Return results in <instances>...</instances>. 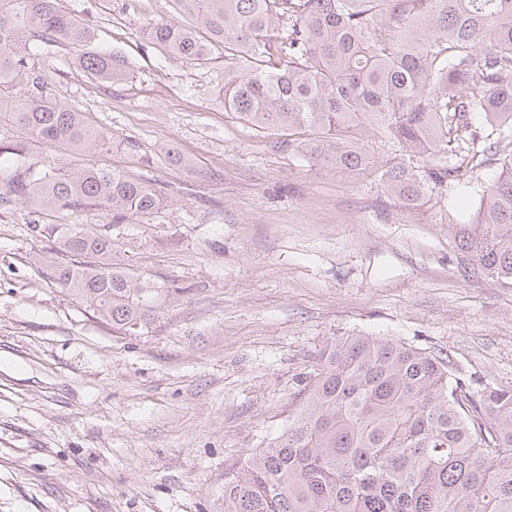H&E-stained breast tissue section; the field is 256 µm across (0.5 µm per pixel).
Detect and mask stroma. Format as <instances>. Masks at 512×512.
<instances>
[{"instance_id": "1", "label": "stroma", "mask_w": 512, "mask_h": 512, "mask_svg": "<svg viewBox=\"0 0 512 512\" xmlns=\"http://www.w3.org/2000/svg\"><path fill=\"white\" fill-rule=\"evenodd\" d=\"M63 4L131 77L108 88L75 50H45L49 96L112 139L28 153L148 175L163 204L126 224L0 209V512H215L226 473L286 431L314 357L355 333L449 354L472 384L512 389V288L456 235L512 145L474 184L411 209L374 174L293 151L308 129L257 130L225 111L223 50L189 64L145 39L180 22L171 0ZM51 224L111 237L113 264L157 292L145 326L113 328L55 281Z\"/></svg>"}]
</instances>
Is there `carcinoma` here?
Returning <instances> with one entry per match:
<instances>
[{
    "label": "carcinoma",
    "mask_w": 512,
    "mask_h": 512,
    "mask_svg": "<svg viewBox=\"0 0 512 512\" xmlns=\"http://www.w3.org/2000/svg\"><path fill=\"white\" fill-rule=\"evenodd\" d=\"M188 24L161 22L146 39L190 63L224 50V111L311 137L292 146L336 171L376 172L415 207L427 192L467 185L499 152L484 126L512 128V0H171ZM92 29L61 0H0V159L17 169L0 207L61 213L97 208L112 223L154 214L151 178L90 166L26 163L28 143L104 148L105 130L47 96L34 59L80 49L77 67L104 84L127 60L93 47ZM399 157L382 163L376 140ZM48 234L65 256L60 284L120 329L147 324L149 283L112 264V241L72 224ZM462 247L512 287V160L486 206L463 224ZM222 512H512V390H473L451 359L392 338L347 336L304 378L281 442L224 479Z\"/></svg>",
    "instance_id": "1"
}]
</instances>
